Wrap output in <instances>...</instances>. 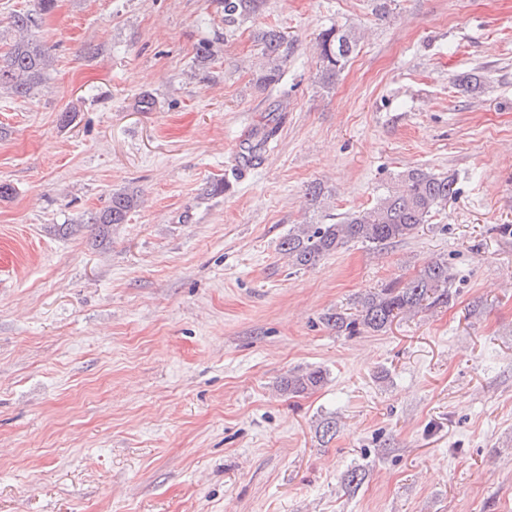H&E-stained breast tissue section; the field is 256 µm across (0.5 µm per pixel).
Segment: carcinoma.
<instances>
[{
  "label": "carcinoma",
  "instance_id": "1",
  "mask_svg": "<svg viewBox=\"0 0 512 512\" xmlns=\"http://www.w3.org/2000/svg\"><path fill=\"white\" fill-rule=\"evenodd\" d=\"M57 0H37V8L11 15L14 33L8 51L0 56V89L27 97L41 85L51 63L48 50L32 38L31 32L42 22V16L56 7ZM228 20H246L261 13L266 0H218ZM261 59L255 70V84L266 88L279 83L285 73L292 44L276 28L264 29L257 35ZM361 40L358 29L332 25L323 30L317 41L321 61L319 81L332 88L350 56ZM457 178L453 174H435L416 168L402 172L397 186L387 190L376 204L344 214L339 221L299 224L288 230L279 243L280 251L294 267L310 268L323 258L351 243L383 248L413 236L421 226L430 223L437 210L457 194ZM140 205L138 192L119 189L112 192L109 206L94 218L96 224H122L129 213ZM452 275L448 262L441 260L423 264L417 274L402 281H390L363 295L352 312L342 310L325 315V322L350 337L363 332L386 330L403 314L448 304ZM327 380L325 370H294L279 381V391L290 398L300 397L322 387ZM366 477V471L352 467L341 478V489L355 493Z\"/></svg>",
  "mask_w": 512,
  "mask_h": 512
}]
</instances>
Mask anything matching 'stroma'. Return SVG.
Masks as SVG:
<instances>
[{
    "mask_svg": "<svg viewBox=\"0 0 512 512\" xmlns=\"http://www.w3.org/2000/svg\"><path fill=\"white\" fill-rule=\"evenodd\" d=\"M389 11L267 0L231 23L216 0H57L33 30L41 86L0 91V512H512V0ZM334 24L365 37L326 90L314 45ZM265 27L294 51L261 90ZM416 167L458 193L414 237L289 265L290 228ZM123 188L140 207L93 223ZM436 258L448 305L379 333L326 324ZM314 367L322 389L279 394ZM326 380L327 373L319 367L294 370L280 379L278 387L279 391L288 395L289 398H295L322 387Z\"/></svg>",
    "mask_w": 512,
    "mask_h": 512,
    "instance_id": "obj_1",
    "label": "stroma"
}]
</instances>
